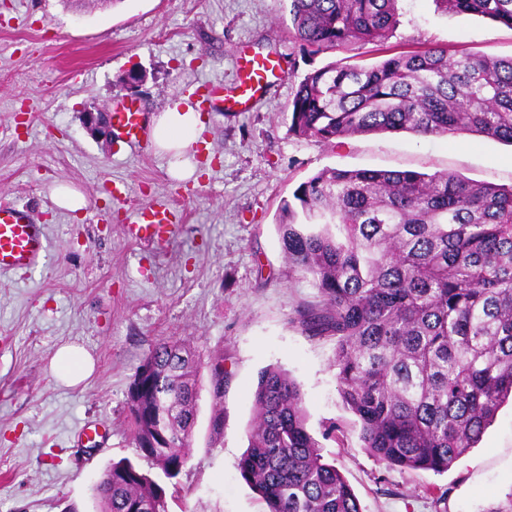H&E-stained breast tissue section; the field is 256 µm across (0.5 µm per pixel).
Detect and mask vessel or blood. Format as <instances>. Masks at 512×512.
<instances>
[{"label": "vessel or blood", "instance_id": "obj_1", "mask_svg": "<svg viewBox=\"0 0 512 512\" xmlns=\"http://www.w3.org/2000/svg\"><path fill=\"white\" fill-rule=\"evenodd\" d=\"M243 76L232 90L223 84H209L210 94L223 95L224 107L246 111L254 99L265 95L285 76L282 59L271 52H246L242 57ZM113 130L124 143L140 147L147 143L149 130L143 109L135 103L112 106L108 114ZM175 229L172 213L165 208H149L137 215L127 232L135 240L164 241ZM45 256V235L26 208L0 205V273L31 269Z\"/></svg>", "mask_w": 512, "mask_h": 512}]
</instances>
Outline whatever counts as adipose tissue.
<instances>
[{
  "label": "adipose tissue",
  "instance_id": "ef3b65f1",
  "mask_svg": "<svg viewBox=\"0 0 512 512\" xmlns=\"http://www.w3.org/2000/svg\"><path fill=\"white\" fill-rule=\"evenodd\" d=\"M204 123L194 107L174 103L150 118V137L158 152L169 159L170 174L180 180L194 177L196 146ZM51 368L58 381L77 386L94 370L92 358L81 348L68 345L54 355Z\"/></svg>",
  "mask_w": 512,
  "mask_h": 512
}]
</instances>
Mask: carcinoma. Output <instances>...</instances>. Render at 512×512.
I'll return each instance as SVG.
<instances>
[{"instance_id":"carcinoma-1","label":"carcinoma","mask_w":512,"mask_h":512,"mask_svg":"<svg viewBox=\"0 0 512 512\" xmlns=\"http://www.w3.org/2000/svg\"><path fill=\"white\" fill-rule=\"evenodd\" d=\"M289 2L294 38L314 52L380 45L398 22V0ZM435 3L512 29V0ZM290 112L295 136L327 142L406 131L512 144V56L429 47L332 62L300 81ZM277 227L288 264L320 294L291 322L335 342L338 393L363 448L389 467L447 471L512 397V185L324 168L283 203ZM199 364L160 339L129 393L134 440L168 479L189 457ZM236 467L267 512H361L281 368L260 373ZM94 490L99 512H171L159 482L127 461Z\"/></svg>"}]
</instances>
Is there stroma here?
Here are the masks:
<instances>
[{
	"label": "stroma",
	"mask_w": 512,
	"mask_h": 512,
	"mask_svg": "<svg viewBox=\"0 0 512 512\" xmlns=\"http://www.w3.org/2000/svg\"><path fill=\"white\" fill-rule=\"evenodd\" d=\"M288 10V0H117L80 11L68 0H0V204L27 208L48 245L39 268L0 274V512H97L99 474L122 459L161 477L133 440L127 402L150 343L168 337L202 357L173 512H265L236 463L258 377L272 366L300 384L307 428L362 512H486L512 498L511 401L442 474L392 468L363 448L336 390L333 341L289 322L319 294L290 271L275 224L283 201L326 167L511 185V145L409 132L327 143L290 131L289 104L307 73L334 61L371 64L431 45L508 57L512 30L443 13L435 0H399V23L382 49L355 43L313 53L293 38ZM245 45L280 54L285 77L248 111L214 100L203 107L196 178L172 179L154 144L107 145L86 129L90 106L131 99L154 114L209 83H234ZM133 69L145 73L142 85L128 84ZM60 182L85 196L84 211L56 206ZM112 182L123 192L106 194ZM157 204L174 212L176 233L159 245L131 241L128 220ZM69 343L96 361L74 388L50 371ZM95 423L108 428L103 441L83 445L81 428Z\"/></svg>",
	"instance_id": "stroma-1"
}]
</instances>
